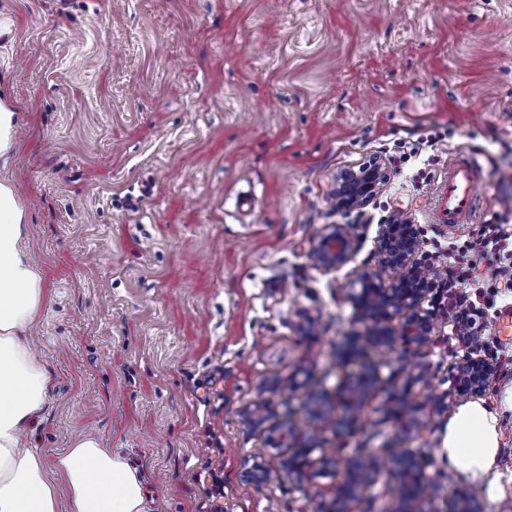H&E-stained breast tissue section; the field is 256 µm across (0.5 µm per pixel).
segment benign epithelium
I'll return each mask as SVG.
<instances>
[{"label":"benign epithelium","mask_w":512,"mask_h":512,"mask_svg":"<svg viewBox=\"0 0 512 512\" xmlns=\"http://www.w3.org/2000/svg\"><path fill=\"white\" fill-rule=\"evenodd\" d=\"M389 178L386 164L372 158L358 168H346L336 173L334 200L336 209L344 213H363ZM351 224H326L322 227L311 252L315 267L337 272L355 260L358 241ZM375 264L363 268L357 277L358 287L348 294V301L366 319L363 331L347 334L338 347L341 362L349 364L360 359L370 349L393 351L400 349L403 369L415 379L414 371L420 358L427 355L434 343L436 315L423 307L435 285L444 280L420 251L418 225L400 215H392L380 225L375 245ZM450 321L455 331L462 332L461 341L469 346L478 342L480 330L473 327L475 318L460 308L451 310ZM496 368L487 357L466 353L454 367L453 393L459 398L484 395ZM376 379V369L370 363L361 365L342 391L331 396L313 386L307 387L306 415L312 425L303 428L291 417H279L269 402L262 400L242 411V423L247 433L258 437L262 446L276 450L277 471L313 480L334 475L340 466L335 448H320L316 458L303 456L300 449L310 452L319 448L320 425L336 416V436L352 433L359 421L370 388ZM402 407L390 411L403 432L418 426V413L424 403L416 399L399 398ZM428 462L408 448H392L381 461L362 455L346 461L350 479L336 482L331 489V512H352L359 491L367 481L373 482L386 469L396 479L403 492L396 494V512H425L429 498L425 491ZM448 512H484L480 497L469 492L448 502Z\"/></svg>","instance_id":"obj_1"}]
</instances>
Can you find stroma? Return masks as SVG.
<instances>
[{
  "label": "stroma",
  "instance_id": "1",
  "mask_svg": "<svg viewBox=\"0 0 512 512\" xmlns=\"http://www.w3.org/2000/svg\"><path fill=\"white\" fill-rule=\"evenodd\" d=\"M0 100L18 114L0 160L31 226L46 296L31 334L51 364V407L36 437L47 460L81 434L137 458L154 512H321L333 480L240 474L273 451L242 410L265 380L346 381L336 358L365 328L346 300L374 261L380 224H418L426 259L512 226V0H0ZM477 154L482 205L466 224L432 223L449 162ZM390 178L363 213L332 203L338 171L369 156ZM349 224L354 266L326 273L310 252L323 225ZM497 372L512 383L497 328L504 289H477ZM431 295L436 342L415 393L452 399L466 352ZM382 380L350 436L321 439L347 458L411 448L430 456L429 512L470 491L449 475L447 412L411 432L385 415L399 355L375 353ZM497 474L512 499V413Z\"/></svg>",
  "mask_w": 512,
  "mask_h": 512
}]
</instances>
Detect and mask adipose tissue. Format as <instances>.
I'll return each instance as SVG.
<instances>
[{"mask_svg": "<svg viewBox=\"0 0 512 512\" xmlns=\"http://www.w3.org/2000/svg\"><path fill=\"white\" fill-rule=\"evenodd\" d=\"M30 237L12 182L0 179V512H58L62 494L67 512H150L140 466L122 449L83 434L50 464L36 445L53 371L29 341L45 299ZM505 412H512V385L503 392L500 411L479 401L460 405L442 441L449 471L482 486L491 498L500 491L491 471Z\"/></svg>", "mask_w": 512, "mask_h": 512, "instance_id": "obj_1", "label": "adipose tissue"}]
</instances>
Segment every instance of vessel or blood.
<instances>
[{
  "label": "vessel or blood",
  "mask_w": 512,
  "mask_h": 512,
  "mask_svg": "<svg viewBox=\"0 0 512 512\" xmlns=\"http://www.w3.org/2000/svg\"><path fill=\"white\" fill-rule=\"evenodd\" d=\"M479 163L474 156L464 155L453 162L437 184V207L434 221L456 226L471 221L478 210Z\"/></svg>",
  "instance_id": "obj_1"
}]
</instances>
